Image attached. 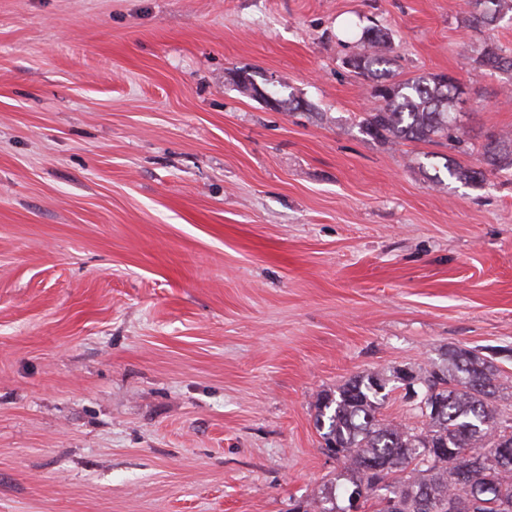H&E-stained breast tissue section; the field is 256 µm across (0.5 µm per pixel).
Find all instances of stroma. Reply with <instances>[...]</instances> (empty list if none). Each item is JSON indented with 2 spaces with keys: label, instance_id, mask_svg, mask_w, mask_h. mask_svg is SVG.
Instances as JSON below:
<instances>
[{
  "label": "stroma",
  "instance_id": "stroma-1",
  "mask_svg": "<svg viewBox=\"0 0 512 512\" xmlns=\"http://www.w3.org/2000/svg\"><path fill=\"white\" fill-rule=\"evenodd\" d=\"M370 27L461 84L464 151L362 129ZM487 41L466 0H0V512H316L321 394L383 373L420 428L398 374L451 346L512 388Z\"/></svg>",
  "mask_w": 512,
  "mask_h": 512
}]
</instances>
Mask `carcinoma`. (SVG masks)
Here are the masks:
<instances>
[{"mask_svg": "<svg viewBox=\"0 0 512 512\" xmlns=\"http://www.w3.org/2000/svg\"><path fill=\"white\" fill-rule=\"evenodd\" d=\"M480 0H468V22L488 26L512 10L508 0H488L489 17L477 9ZM362 50L348 57L350 70L373 81L378 105L366 113L367 132L400 141L448 143L463 150L465 134L457 122L458 87L439 74L420 75L406 81L390 79L389 36L378 28L365 30ZM477 63L489 71H512L507 57L494 42L484 43ZM482 159L492 170L512 167V136L490 137ZM449 176L464 182L479 172L445 159ZM497 368L474 350H451L448 366L431 369L417 378L419 401L439 398L441 415L425 419L417 431L381 418L389 395V380L371 372L357 375L316 404L315 427L325 448L342 463L345 482L331 497L336 512L338 497L358 492L372 502L376 512L384 489L400 504L399 512H448L455 500L464 508L468 495H477L481 512H512V413L499 407L506 400Z\"/></svg>", "mask_w": 512, "mask_h": 512, "instance_id": "obj_1", "label": "carcinoma"}]
</instances>
